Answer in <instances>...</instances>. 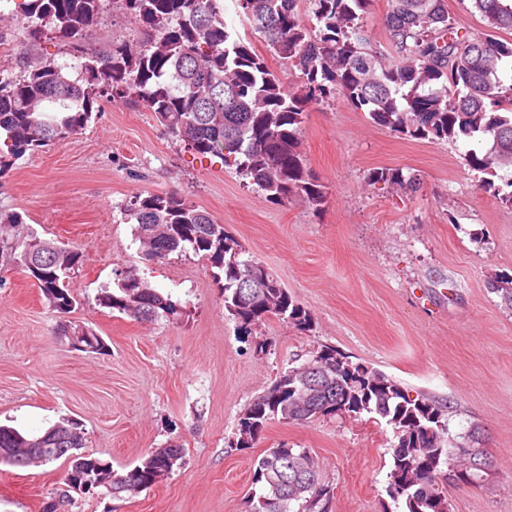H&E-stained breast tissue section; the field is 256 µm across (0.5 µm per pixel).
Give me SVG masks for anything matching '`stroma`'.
<instances>
[{"label":"stroma","instance_id":"1","mask_svg":"<svg viewBox=\"0 0 512 512\" xmlns=\"http://www.w3.org/2000/svg\"><path fill=\"white\" fill-rule=\"evenodd\" d=\"M107 10L82 39L103 51L136 38ZM81 134L26 153L0 176V211L83 255L68 321L108 351L73 349L28 271L0 269V424L38 436L79 423L89 453L131 469L153 449L181 457L152 487L113 499L75 491L65 512H250L252 462L285 443L308 449L334 492L332 512H388L395 440L369 415L275 418L247 448L230 449L240 412L288 367L328 345L448 407L461 439L478 428L496 475L447 487L451 512H512V311L489 281L512 277V208L450 141H418L376 125L340 98L310 105L301 151L324 186L313 211L266 200L235 166L166 135L153 113L108 96ZM417 175L409 194L373 171ZM177 193L223 224L307 310L310 330L270 318L250 332L224 314L222 285L191 253L146 260L122 210L137 195ZM178 301L175 319L138 321L100 304L114 269ZM66 465L0 464V512H43Z\"/></svg>","mask_w":512,"mask_h":512}]
</instances>
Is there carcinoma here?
<instances>
[{
	"label": "carcinoma",
	"mask_w": 512,
	"mask_h": 512,
	"mask_svg": "<svg viewBox=\"0 0 512 512\" xmlns=\"http://www.w3.org/2000/svg\"><path fill=\"white\" fill-rule=\"evenodd\" d=\"M105 2L29 0L28 36L51 25L76 41ZM236 2L251 32L303 74L295 90H286L248 38L228 27L218 0H113L140 30L138 45L83 53L69 66L39 61L26 46L19 52L21 74L0 79V176L26 153L81 133L105 93L147 108L166 134L192 150L233 158L270 201L299 197L318 210L325 192L300 150V126L309 105L337 95L409 138L477 144L464 154L467 165L489 175L486 189L512 207V178L501 185L493 180L497 171L512 169V43L497 38L512 31V0H471L487 22L476 34L450 20L446 0H389L388 50L365 35L361 12L368 0H309L313 30L301 15L302 0ZM372 179L420 189L416 176L397 168H382ZM123 215L150 258L191 251L221 270L224 310L241 330L271 317L301 331L312 327L310 312L208 212L175 194H149L135 197ZM23 223L21 213L0 211V265L29 271L52 311L71 313L76 298L64 281L81 266V253L17 232ZM115 275L116 288L101 289L104 306L141 321L181 314L179 303L135 274ZM489 290L512 311V279L495 278ZM316 359L317 371L289 368L244 409L229 448L250 447L275 417L305 422L319 414L366 413L395 434L386 493L400 512H450L446 485L481 487L495 474L486 449L472 447L477 436L467 447L449 438L447 407L410 397L393 379L334 347L320 346L307 362ZM82 448L73 421L31 439L0 426L1 464L18 465L17 451L45 464L63 458L67 474L89 472L111 483L114 498L130 481L151 487L154 472L170 468L181 453L179 447L153 450L120 474ZM297 452L307 449L280 444L254 459L252 486L259 493L253 512H330L329 486L317 467L295 468Z\"/></svg>",
	"instance_id": "obj_1"
}]
</instances>
